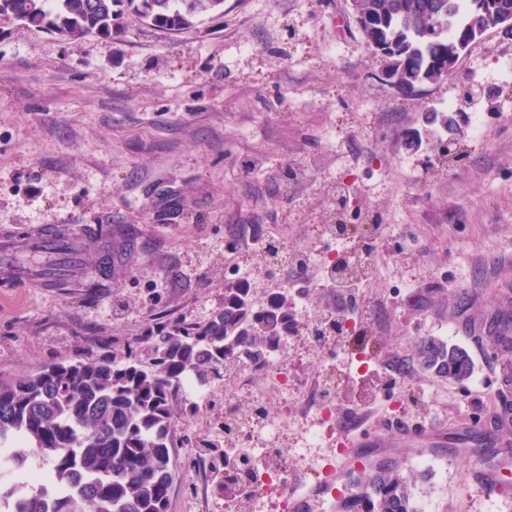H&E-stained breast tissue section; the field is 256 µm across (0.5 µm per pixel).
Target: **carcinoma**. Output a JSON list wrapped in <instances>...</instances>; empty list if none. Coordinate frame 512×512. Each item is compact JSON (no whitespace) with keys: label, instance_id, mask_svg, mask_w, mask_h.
I'll return each mask as SVG.
<instances>
[{"label":"carcinoma","instance_id":"carcinoma-1","mask_svg":"<svg viewBox=\"0 0 512 512\" xmlns=\"http://www.w3.org/2000/svg\"><path fill=\"white\" fill-rule=\"evenodd\" d=\"M357 8L366 17L360 30L367 46L383 54L386 82L414 93L448 78V67L458 62L457 43L477 40L478 25L512 15V0H357ZM214 12L224 14V0H0V16L63 40L118 36L129 14L179 32ZM423 136L451 155L439 110L427 111ZM296 328L288 293L270 295L257 309L251 289L236 284L224 289V307L206 321H157L119 358L51 363L10 378L0 374V443H21L51 463L59 490L53 512H169L174 425L194 411L179 399L181 380L209 386L243 363L264 368ZM487 332L502 355L512 353L509 313L492 315ZM459 352L435 338L415 348L422 368L444 378ZM503 380L490 419L496 428L512 424L511 369ZM204 452L215 470L225 472L217 491L248 502L237 479L239 463L228 460L218 442L205 443ZM357 488L376 500L378 512H419L412 481L385 465ZM0 501L8 512H46L44 492L36 487L17 499L13 489L0 486Z\"/></svg>","mask_w":512,"mask_h":512}]
</instances>
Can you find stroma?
Instances as JSON below:
<instances>
[{
    "label": "stroma",
    "mask_w": 512,
    "mask_h": 512,
    "mask_svg": "<svg viewBox=\"0 0 512 512\" xmlns=\"http://www.w3.org/2000/svg\"><path fill=\"white\" fill-rule=\"evenodd\" d=\"M512 34L470 45L453 76L414 94L381 75L346 0H224L177 34L137 17L122 35L65 41L0 16V228L95 224L83 237L75 288L0 287V371L11 376L103 350L121 353L158 319L200 323L224 304L229 263L250 271L252 302L288 290L297 320L351 306L356 329L311 346L291 335L277 354L299 385L328 361L349 369L336 385V423L299 420L288 448L293 481H316L336 438L360 421L365 455L421 477L420 512H512V468L495 489L481 480L512 456V431H490L502 362L483 324L512 313ZM491 85L484 134L469 135L463 86ZM447 109L462 160L413 151L406 134L427 110ZM372 214L385 226L374 266L340 292L324 272L274 267L251 250L262 237L325 255L329 224ZM438 338L466 350L461 382L425 371L413 344ZM366 360V375L353 374ZM250 386L233 371L213 403L175 424L169 512H196L184 487L199 480L183 451L214 439L225 391L239 410ZM320 428L319 447L304 429Z\"/></svg>",
    "instance_id": "stroma-1"
}]
</instances>
